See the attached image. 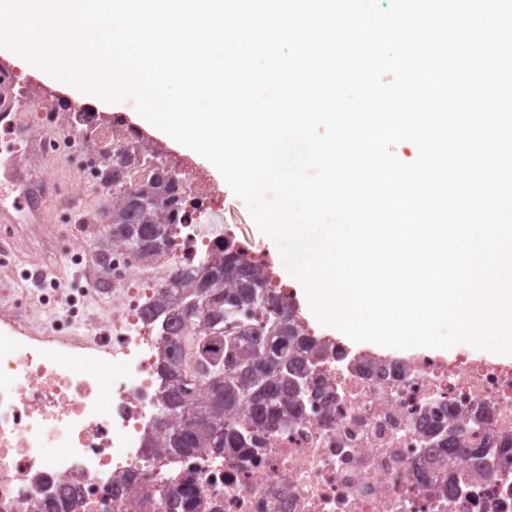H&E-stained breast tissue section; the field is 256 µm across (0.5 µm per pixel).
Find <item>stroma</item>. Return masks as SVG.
<instances>
[{"instance_id":"35a3bbf8","label":"stroma","mask_w":512,"mask_h":512,"mask_svg":"<svg viewBox=\"0 0 512 512\" xmlns=\"http://www.w3.org/2000/svg\"><path fill=\"white\" fill-rule=\"evenodd\" d=\"M190 170L202 176L224 199L220 213L201 212L197 222L210 236L234 232L252 248L276 256L279 253L254 222L246 204L236 197L223 178L216 176L200 157L188 160ZM33 165L45 177L59 183L78 200L76 208L57 213L53 222L41 227H13L14 242L10 273L0 272V290L21 300L38 328H56L93 336L112 323V298L92 288L88 278L98 256L103 210L110 204L106 191L85 185L78 170L68 161L40 156ZM44 269L48 275L36 282L31 271ZM274 273L288 279L289 273L278 260Z\"/></svg>"}]
</instances>
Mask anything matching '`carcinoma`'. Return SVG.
Listing matches in <instances>:
<instances>
[{"instance_id": "carcinoma-1", "label": "carcinoma", "mask_w": 512, "mask_h": 512, "mask_svg": "<svg viewBox=\"0 0 512 512\" xmlns=\"http://www.w3.org/2000/svg\"><path fill=\"white\" fill-rule=\"evenodd\" d=\"M132 161L121 150L101 156L112 197L107 243L115 237L153 263L178 235L176 202L159 176L130 183ZM143 316L159 330L157 369L164 381L159 407L169 420L151 428L147 455H222L246 447L255 433L282 429L296 419L308 373L323 355L321 340L307 333L295 309L269 287L263 268L226 245L218 255L177 268L153 289ZM190 327L198 329L191 373L179 338ZM245 407L251 409L248 425L241 420Z\"/></svg>"}]
</instances>
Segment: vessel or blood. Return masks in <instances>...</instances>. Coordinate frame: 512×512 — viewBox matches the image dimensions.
Instances as JSON below:
<instances>
[{
  "mask_svg": "<svg viewBox=\"0 0 512 512\" xmlns=\"http://www.w3.org/2000/svg\"><path fill=\"white\" fill-rule=\"evenodd\" d=\"M16 72L0 67V223L43 224L47 221L46 201L55 199L72 205L73 200L57 186L37 177L15 154L16 142L26 143L29 152L44 149V140L16 104Z\"/></svg>",
  "mask_w": 512,
  "mask_h": 512,
  "instance_id": "b4317fda",
  "label": "vessel or blood"
}]
</instances>
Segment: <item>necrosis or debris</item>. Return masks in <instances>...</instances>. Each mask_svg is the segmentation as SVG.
<instances>
[{
	"mask_svg": "<svg viewBox=\"0 0 512 512\" xmlns=\"http://www.w3.org/2000/svg\"><path fill=\"white\" fill-rule=\"evenodd\" d=\"M50 111L70 121L48 132L47 151L76 163L91 185L101 183L103 149L139 144L120 117L105 129L81 104ZM159 169L170 195L191 205L168 257L146 264L117 242L103 255L111 332L38 331L23 303L0 310V512H512V367L464 351L374 362L327 339L288 428L236 454L150 459L158 338L140 312L150 285L218 253L221 238L201 234L195 212L224 208L205 181L188 190L173 155L132 165L130 179ZM447 407L483 416L454 458L436 445L435 416ZM484 447L482 466L468 451Z\"/></svg>",
	"mask_w": 512,
	"mask_h": 512,
	"instance_id": "obj_1",
	"label": "necrosis or debris"
}]
</instances>
